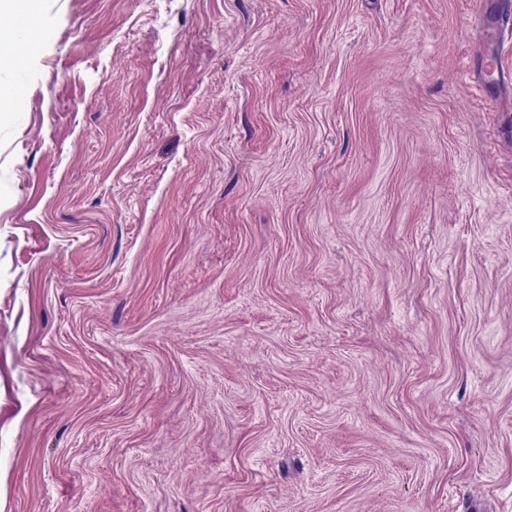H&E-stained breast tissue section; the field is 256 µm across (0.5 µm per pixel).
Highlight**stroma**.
I'll return each mask as SVG.
<instances>
[{
  "instance_id": "1",
  "label": "stroma",
  "mask_w": 512,
  "mask_h": 512,
  "mask_svg": "<svg viewBox=\"0 0 512 512\" xmlns=\"http://www.w3.org/2000/svg\"><path fill=\"white\" fill-rule=\"evenodd\" d=\"M0 87V512H512V105L476 0H32Z\"/></svg>"
}]
</instances>
